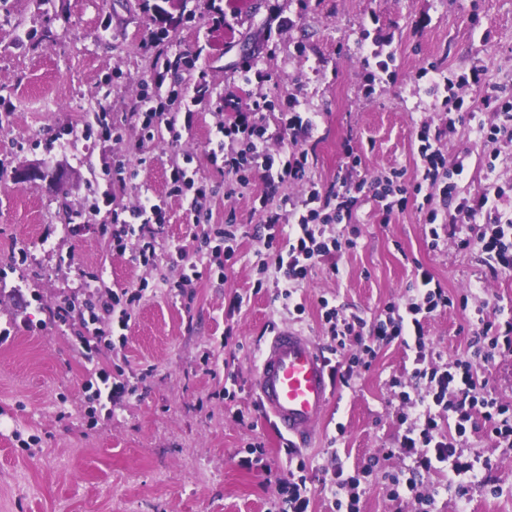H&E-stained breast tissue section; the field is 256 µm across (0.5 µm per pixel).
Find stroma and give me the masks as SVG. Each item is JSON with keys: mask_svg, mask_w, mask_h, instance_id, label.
I'll list each match as a JSON object with an SVG mask.
<instances>
[{"mask_svg": "<svg viewBox=\"0 0 512 512\" xmlns=\"http://www.w3.org/2000/svg\"><path fill=\"white\" fill-rule=\"evenodd\" d=\"M164 0H0V512H272L277 478L290 465L284 438L261 414L253 391L261 341L275 326L295 325L328 352L321 299L366 323L389 303L406 299L417 267L427 268L451 304L430 317L425 334L445 362L465 356L473 328L460 302L485 291L502 319H512V273H490L477 246L455 242L431 248L421 198L384 216L366 195L353 217L357 245L338 260V273L319 264L300 285L304 313L289 311L274 286L263 223L269 211L309 188L327 189L346 173V146L361 156L365 179L398 171L412 185L423 121L441 125L430 70L484 69L479 99L512 95V0H190V20L168 26L156 43L157 6ZM170 60L163 85L154 81L156 56ZM380 56L386 81L367 94L365 62ZM251 64L256 76L243 81ZM207 91L193 109L191 128L159 126L144 142L130 112L157 91ZM260 113L267 144L282 145L288 108L310 114L297 135L309 152L305 171L266 193L259 177L235 196L223 163L209 151L219 127L236 112ZM106 113L123 128L120 141L80 131L87 114ZM464 118L441 142L448 158H463V196L481 194L486 165L495 161L502 183L512 182V144L477 141L476 121ZM192 156L196 187L206 190L208 224L238 227L234 259L212 255L199 277L182 286L180 253L195 255L201 228L190 214L193 190L170 195L173 164ZM126 168L116 174L113 162ZM25 169L43 178L21 181ZM111 201H104V191ZM165 201L164 223L145 238L157 247L145 266L117 252L104 224L112 212L130 219L141 192ZM112 290L141 291L126 342L85 353L79 319L62 324L52 311L65 299L91 297L92 277ZM121 366L133 391L112 409L96 407L84 381L89 369ZM413 354L400 342L381 345L369 369L338 386L308 448L306 476L317 490L312 512H334L321 485L332 465L353 475L373 473L361 486L360 512H415L391 501L386 472L404 468L383 459L401 433L403 406L392 378L409 379ZM38 436L37 445L22 440ZM261 464L243 467L251 447ZM460 448L464 457L490 459L478 483L443 473L435 512H512V447L496 446L475 423Z\"/></svg>", "mask_w": 512, "mask_h": 512, "instance_id": "obj_1", "label": "stroma"}]
</instances>
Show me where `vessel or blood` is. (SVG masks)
<instances>
[{"label":"vessel or blood","instance_id":"1","mask_svg":"<svg viewBox=\"0 0 512 512\" xmlns=\"http://www.w3.org/2000/svg\"><path fill=\"white\" fill-rule=\"evenodd\" d=\"M255 391L262 411L295 447H303L336 393L325 356L293 326L273 330L261 351Z\"/></svg>","mask_w":512,"mask_h":512}]
</instances>
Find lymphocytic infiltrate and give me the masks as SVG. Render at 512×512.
<instances>
[{"label":"lymphocytic infiltrate","instance_id":"obj_1","mask_svg":"<svg viewBox=\"0 0 512 512\" xmlns=\"http://www.w3.org/2000/svg\"><path fill=\"white\" fill-rule=\"evenodd\" d=\"M482 84L480 68L469 72L438 76L434 85L441 92L440 107L447 112L445 126L431 128L421 124L418 132L420 168L413 186L398 183L394 177L377 178L376 196L384 203L385 213L404 208L409 194H420L428 209L425 222L429 226L432 246L441 241L458 239L461 247L478 245L483 261L491 273L512 270V209L506 208V192L496 177L495 164H488L489 183L475 197H454V180L462 176V160L448 159L440 143L449 130L462 122L465 104L458 94L464 87ZM186 95L171 93L157 105L142 104L130 119L142 137L153 138L159 125L174 126L179 112L188 107ZM227 138H239L240 147L224 156V168L230 173L249 169L260 175L268 188H276L287 179L298 177L308 162L306 150L291 146L271 152L264 138L262 127L248 114H239L236 122L225 127ZM365 180H343L321 191L311 189L304 198L294 202L290 210L292 222L287 234H280L279 214H268L265 227L267 241L274 246V266L281 272V297L293 301L297 287L310 268L321 262H335L337 255L354 248L356 241L341 230V223L351 220L352 208L358 193L365 187ZM454 202V210L434 207L435 198ZM132 221L114 220L112 240L118 250H126V237L135 236L136 224H160L165 218L164 203L151 196H143L132 212ZM482 223L476 237H459L460 227ZM420 282L414 294L401 303L387 305L382 317L373 324H365L360 317L342 316L336 307L322 305L324 322L333 350L348 356L342 383H349L356 367H370L381 342L401 341L414 348L412 391L402 390L401 380H394L400 388V397L412 409V420L405 426L399 440V451L413 465L408 471L389 474V494L393 499L411 496L420 512H429L433 494L424 485L425 475L449 471L459 476H474V461L463 458L458 443L475 420H482L489 435L496 441L512 446V408L500 403L488 391L478 388L476 365L495 362L497 356L512 353V322L501 323L488 301H480L472 316L476 327L470 341V356L456 359L452 364L436 365L427 359L425 321L438 309L447 307L450 300L441 285L435 284L428 269L419 272ZM88 321L95 330L92 336L82 337L83 347L101 344L108 328L125 331L129 328L131 311L123 307L117 292L105 287L99 289L96 305L88 306ZM355 345V352H348V345ZM305 461H297L295 473L279 479V491L284 512H309L315 497V488L308 486Z\"/></svg>","mask_w":512,"mask_h":512}]
</instances>
